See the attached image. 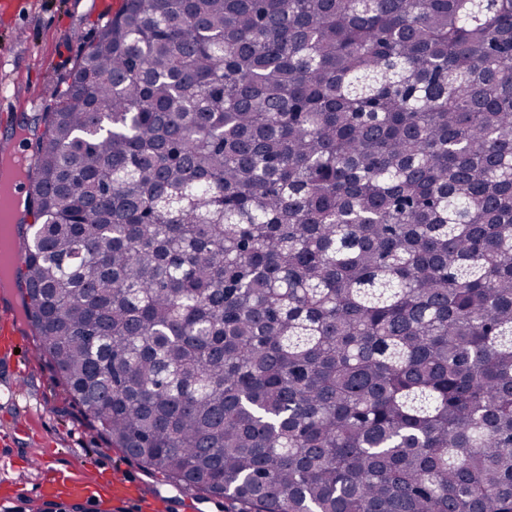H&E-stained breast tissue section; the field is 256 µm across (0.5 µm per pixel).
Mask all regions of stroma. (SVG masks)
Wrapping results in <instances>:
<instances>
[{"instance_id":"1","label":"stroma","mask_w":512,"mask_h":512,"mask_svg":"<svg viewBox=\"0 0 512 512\" xmlns=\"http://www.w3.org/2000/svg\"><path fill=\"white\" fill-rule=\"evenodd\" d=\"M0 10V139L17 124L33 122L36 106L53 102L98 23L100 0H20ZM17 290L0 292V322L16 339V352L0 359V512L44 506L42 483L57 473L83 477L101 462V485L113 478L137 481L148 492L177 494L176 485L146 473L88 422L58 380L39 339L19 317Z\"/></svg>"}]
</instances>
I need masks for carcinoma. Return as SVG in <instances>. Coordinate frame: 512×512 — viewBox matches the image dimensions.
Wrapping results in <instances>:
<instances>
[{"instance_id": "carcinoma-1", "label": "carcinoma", "mask_w": 512, "mask_h": 512, "mask_svg": "<svg viewBox=\"0 0 512 512\" xmlns=\"http://www.w3.org/2000/svg\"><path fill=\"white\" fill-rule=\"evenodd\" d=\"M26 321L230 512H512V0H123L37 115Z\"/></svg>"}]
</instances>
